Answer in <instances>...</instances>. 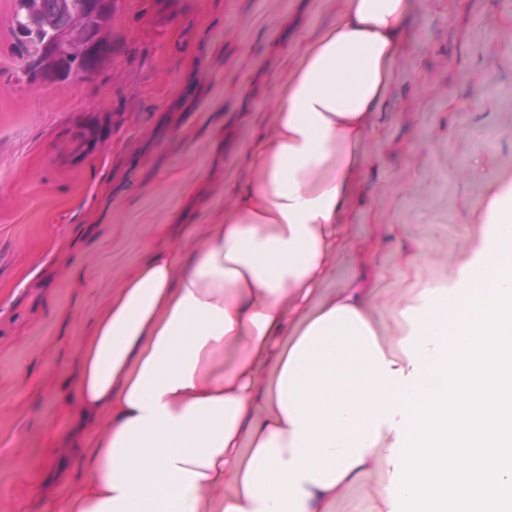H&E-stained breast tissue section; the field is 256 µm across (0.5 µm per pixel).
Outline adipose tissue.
Wrapping results in <instances>:
<instances>
[{
	"label": "adipose tissue",
	"instance_id": "ef3b65f1",
	"mask_svg": "<svg viewBox=\"0 0 512 512\" xmlns=\"http://www.w3.org/2000/svg\"><path fill=\"white\" fill-rule=\"evenodd\" d=\"M412 8L346 0L294 47L223 218L149 249L92 318L66 406L89 477L58 512H333L376 464L384 512L512 504V182L397 342L327 284Z\"/></svg>",
	"mask_w": 512,
	"mask_h": 512
}]
</instances>
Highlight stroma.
I'll return each mask as SVG.
<instances>
[{
    "instance_id": "35a3bbf8",
    "label": "stroma",
    "mask_w": 512,
    "mask_h": 512,
    "mask_svg": "<svg viewBox=\"0 0 512 512\" xmlns=\"http://www.w3.org/2000/svg\"><path fill=\"white\" fill-rule=\"evenodd\" d=\"M0 0V512H52L84 481L69 420L80 339L165 225L198 243L248 176L244 154L291 64L345 0H111L90 69L36 66ZM365 141L328 284L366 288L383 336L443 282L512 179V0H414ZM374 469L335 512H380Z\"/></svg>"
}]
</instances>
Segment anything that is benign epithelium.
Masks as SVG:
<instances>
[{
    "instance_id": "7a95c632",
    "label": "benign epithelium",
    "mask_w": 512,
    "mask_h": 512,
    "mask_svg": "<svg viewBox=\"0 0 512 512\" xmlns=\"http://www.w3.org/2000/svg\"><path fill=\"white\" fill-rule=\"evenodd\" d=\"M93 2L95 0H84L78 9L71 0H58L57 12L62 16V22L54 26L52 32L43 39L40 35V19L45 11V0H20L19 7L24 16L23 33L36 44L35 53L39 65H52L63 45L74 43L78 46V55L86 53L108 20Z\"/></svg>"
}]
</instances>
